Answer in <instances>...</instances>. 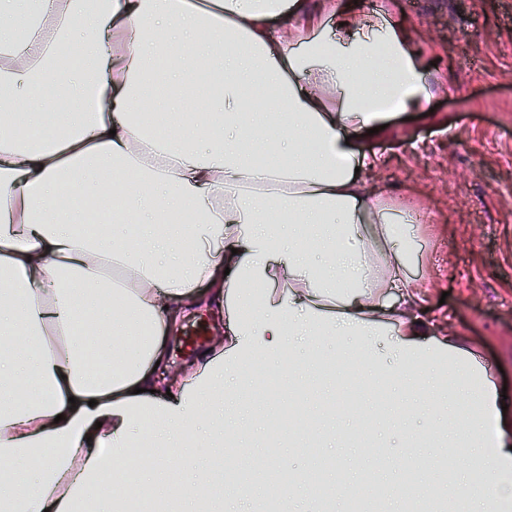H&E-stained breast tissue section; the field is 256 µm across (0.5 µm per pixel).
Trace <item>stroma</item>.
Listing matches in <instances>:
<instances>
[{
  "label": "stroma",
  "mask_w": 512,
  "mask_h": 512,
  "mask_svg": "<svg viewBox=\"0 0 512 512\" xmlns=\"http://www.w3.org/2000/svg\"><path fill=\"white\" fill-rule=\"evenodd\" d=\"M363 9L384 8L392 20L410 27L432 97L429 113L394 112L385 136L359 140L358 150L380 156L369 176L401 202L425 214L416 226L417 249L408 260L413 277L424 280V304L444 312L448 329L460 336L485 367L496 387L506 390L512 408V0H359ZM222 308L207 301L186 309L169 334L172 367L181 371L195 357L184 339L198 326L208 338L223 336ZM351 336H290L278 358L266 359L273 383L255 389L245 370L224 376V396L232 405L223 423L206 420L195 430L194 455L208 452L211 438H233L236 468L250 474L247 496L223 494L215 512H261L268 484L300 480L322 483L331 512H350L342 486L361 487L368 468L383 490L398 486L407 466L418 481L434 482L452 495L467 473L443 475L435 443L453 433L448 411L447 361L424 370L433 396L423 410L398 416L393 410L402 385L392 373L399 359L392 337H374L363 372L348 359ZM365 403L371 416L375 458L355 472L343 458L357 448L342 425L340 398ZM314 417L319 443L304 448L298 415ZM247 418V436L234 427Z\"/></svg>",
  "instance_id": "obj_1"
}]
</instances>
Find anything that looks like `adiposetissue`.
<instances>
[{"instance_id": "adipose-tissue-1", "label": "adipose tissue", "mask_w": 512, "mask_h": 512, "mask_svg": "<svg viewBox=\"0 0 512 512\" xmlns=\"http://www.w3.org/2000/svg\"><path fill=\"white\" fill-rule=\"evenodd\" d=\"M38 5L20 40L13 20L29 0H0V383L41 392L0 407V512H76L106 481L122 512L128 490L112 462L144 419L154 460L138 472L140 491L203 512L223 460L170 475L191 453L205 395L222 386L228 354L253 363L297 333L353 336L362 352L393 335L395 374L417 408L427 381L410 350L433 337L454 363L457 441L487 476L512 467V412L425 312L423 282L395 241L411 212L385 187L366 188L377 159L355 147L388 113L429 100L406 27L347 0ZM74 56L95 60L94 86L75 70L56 80ZM150 84L162 88L158 121L142 125L135 104ZM85 93L91 106L69 127L26 141L29 124ZM271 138L283 151H269ZM115 196L129 223L82 232L93 221L84 200ZM202 285L223 301L227 334L192 369L161 373L164 328ZM91 333L114 343L91 350Z\"/></svg>"}]
</instances>
